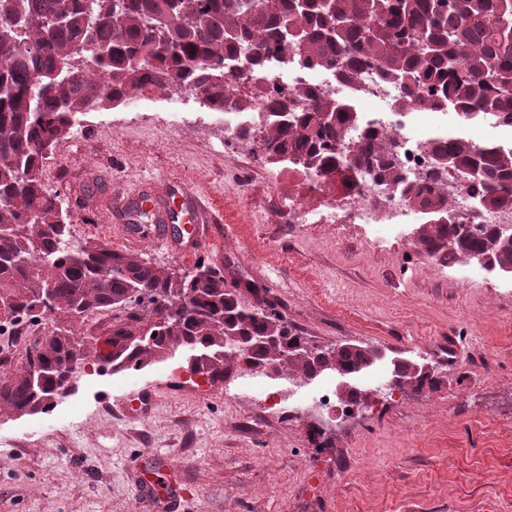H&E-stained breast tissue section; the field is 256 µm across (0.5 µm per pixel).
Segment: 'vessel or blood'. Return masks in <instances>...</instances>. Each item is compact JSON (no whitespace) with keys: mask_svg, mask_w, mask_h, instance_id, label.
<instances>
[{"mask_svg":"<svg viewBox=\"0 0 512 512\" xmlns=\"http://www.w3.org/2000/svg\"><path fill=\"white\" fill-rule=\"evenodd\" d=\"M129 212L136 219L148 218L150 228L144 234L154 242L181 251L199 243V225L218 221L217 216H206L195 191L170 181L136 186L129 196ZM125 232L132 239L144 235L133 226L126 227ZM129 470L140 504L149 505L151 512H185L188 494L175 482L174 471L166 462L158 460L148 466L135 459Z\"/></svg>","mask_w":512,"mask_h":512,"instance_id":"b4317fda","label":"vessel or blood"}]
</instances>
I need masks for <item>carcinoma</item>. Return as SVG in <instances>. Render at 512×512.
Returning a JSON list of instances; mask_svg holds the SVG:
<instances>
[{"instance_id":"obj_1","label":"carcinoma","mask_w":512,"mask_h":512,"mask_svg":"<svg viewBox=\"0 0 512 512\" xmlns=\"http://www.w3.org/2000/svg\"><path fill=\"white\" fill-rule=\"evenodd\" d=\"M298 66L333 68L353 79L366 62L401 85L398 110L451 105L465 121L512 122V0H0V336L8 337L15 369L0 374V405L21 415L48 409L47 396L68 391L66 380L84 366L86 352L74 324L112 318L104 329L116 356L139 366L172 347L204 348L272 341L249 356L223 353L201 369L224 378L237 358L253 367H296L313 378L331 370L356 378L373 366L364 346L319 347L298 336L256 288L247 306L224 287V274L199 264L176 274L106 243L75 244L62 197L44 186L50 154L79 115L115 108L144 91L187 89L207 107L227 102L245 112L270 107L255 128L239 132L263 156L307 158L325 175L339 165L374 174L405 190L419 209L453 207L430 187L407 183L390 158L391 139L367 134L342 158L336 140L356 122L347 104L315 96L303 85L282 100L265 86L237 95L227 72L248 56L250 71L269 53ZM452 160L426 181L438 185L448 171H479L481 197L491 206L512 204L500 181L512 180V148L473 145L456 137L433 147ZM416 249L445 264L457 254L489 256L512 268V246L496 225L420 224ZM51 318L39 339L15 338L16 329ZM312 354L294 357L298 343Z\"/></svg>"}]
</instances>
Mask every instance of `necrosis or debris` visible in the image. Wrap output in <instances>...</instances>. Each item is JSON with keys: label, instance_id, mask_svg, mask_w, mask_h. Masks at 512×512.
<instances>
[{"label": "necrosis or debris", "instance_id": "4bbe7bcc", "mask_svg": "<svg viewBox=\"0 0 512 512\" xmlns=\"http://www.w3.org/2000/svg\"><path fill=\"white\" fill-rule=\"evenodd\" d=\"M268 64V70L233 76V85L242 92L259 81L281 90L302 82L324 96L348 97L352 111L360 115L359 122L349 131L348 145L362 142L369 131L389 133L394 156L408 182H415L432 166L433 146L452 133L448 129V112L396 110L393 103L401 94L399 85L378 79L373 69L363 70L356 82L346 83L335 72L319 67L302 69L274 58ZM348 145L339 146V153H346ZM298 176L318 189L326 200L324 208L314 216L303 204H293L292 211L299 219L313 217L321 224H364L377 244L402 241L403 227L410 223L414 207L397 186L373 175L361 176L343 166L329 176L308 168L300 170ZM471 193L467 175L449 174L448 198L462 210L465 220L475 224L512 223V209L502 213L469 211Z\"/></svg>", "mask_w": 512, "mask_h": 512}]
</instances>
